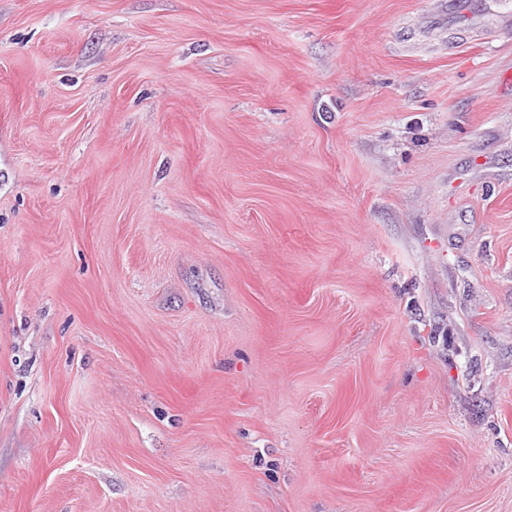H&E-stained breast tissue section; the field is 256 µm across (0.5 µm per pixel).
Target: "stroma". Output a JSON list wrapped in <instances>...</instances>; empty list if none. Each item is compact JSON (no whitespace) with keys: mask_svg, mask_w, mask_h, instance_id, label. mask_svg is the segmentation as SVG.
<instances>
[{"mask_svg":"<svg viewBox=\"0 0 512 512\" xmlns=\"http://www.w3.org/2000/svg\"><path fill=\"white\" fill-rule=\"evenodd\" d=\"M0 0V512H512V0Z\"/></svg>","mask_w":512,"mask_h":512,"instance_id":"obj_1","label":"stroma"}]
</instances>
